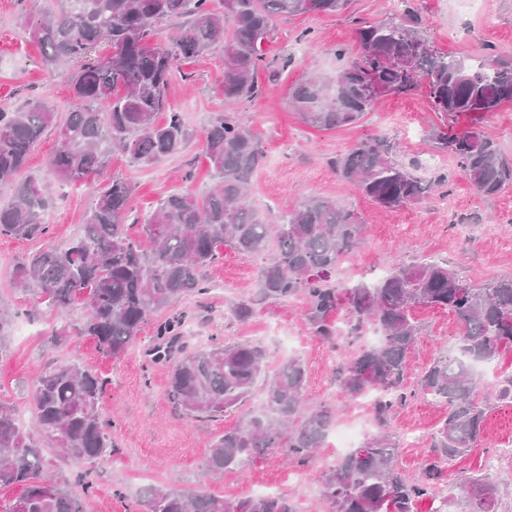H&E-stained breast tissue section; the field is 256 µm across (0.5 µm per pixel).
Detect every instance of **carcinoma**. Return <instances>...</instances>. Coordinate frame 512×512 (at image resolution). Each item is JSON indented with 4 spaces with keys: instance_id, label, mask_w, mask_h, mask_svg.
<instances>
[{
    "instance_id": "1",
    "label": "carcinoma",
    "mask_w": 512,
    "mask_h": 512,
    "mask_svg": "<svg viewBox=\"0 0 512 512\" xmlns=\"http://www.w3.org/2000/svg\"><path fill=\"white\" fill-rule=\"evenodd\" d=\"M63 0L47 9L30 29L47 67L81 64L71 84L78 107L59 125L60 147L51 171L65 182H82L103 167L115 148L130 163L146 166L180 154L191 138L183 114L172 110L163 122L165 92L180 59L209 50L224 51V98L258 91L255 76L263 62L262 43L278 17L330 14L347 0ZM234 22L225 28V18ZM177 24L168 46L152 43L157 26ZM365 54L330 78L314 76L289 96L301 119L315 128L358 123L388 94L427 96L444 118L462 112H493L512 102V64L490 60L491 71L444 54L405 22L358 27ZM106 42L109 54L97 48ZM52 110L31 102L0 110V235L44 239L48 199L41 180H18L29 155L54 123ZM453 155L475 192L499 194L512 184V159L480 129L436 134ZM215 182L203 195L171 193L150 212L131 215L134 187L122 178L93 191L79 234L64 245L47 242L15 267V289L57 313L79 298L87 307L77 336H93L108 354L123 355L154 311L207 290L203 271L229 245L261 260L258 286L264 298L306 302L313 333L337 346L357 347L336 371V382L353 399L373 391V418L379 431L338 458L318 478L324 512H416L423 498L432 512H489L493 490L488 477L446 484L443 465L477 449L485 421L498 403L512 402V379L493 386L477 367L492 364L512 347V276L481 285L462 279L448 261L393 263L371 284L344 286L333 276L347 254L360 249L366 225L336 201L312 196L271 221L248 202L261 151L252 132L233 112L215 117L204 131ZM397 146L385 139L357 143L336 159L341 177L375 203L396 208L415 201L432 183L393 159ZM153 248L143 246V240ZM422 306L451 313L456 348L437 357L407 392L405 365L422 328L413 312ZM345 308L343 335L332 314ZM156 355L172 359L168 399L185 417L213 416L252 401L247 421L217 437L203 462L205 474L242 469L261 452H283L306 467L324 447L336 422L330 405L309 408L303 401L304 361H282L261 390L256 383L271 358L257 342L230 346L183 345V322L156 329ZM106 381L76 365L47 362L39 372L30 405L37 428L27 429L14 410L0 403V489L20 488L3 512H83L71 484L50 474L49 454L62 452L94 467L117 452L112 423L100 411ZM423 396L448 407L431 435L435 456L424 460L422 477L410 478L397 465L398 440L384 432L391 411ZM144 512H301L289 495L225 499L206 491L148 485L137 499Z\"/></svg>"
}]
</instances>
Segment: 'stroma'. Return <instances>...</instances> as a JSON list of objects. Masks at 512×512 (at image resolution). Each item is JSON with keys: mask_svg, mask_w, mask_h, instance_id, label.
Returning a JSON list of instances; mask_svg holds the SVG:
<instances>
[{"mask_svg": "<svg viewBox=\"0 0 512 512\" xmlns=\"http://www.w3.org/2000/svg\"><path fill=\"white\" fill-rule=\"evenodd\" d=\"M406 2V10L396 11L389 0H349L345 9L332 14L275 19L263 44L267 66L256 75L259 93L252 97L225 100L223 52L178 61L166 99L183 112L193 137L182 153L150 166H131L123 153L115 151L105 169L88 182H63L49 170L60 140L56 127L47 128L23 174L40 177L45 186L50 199V242L62 245L80 232L92 192L103 181L120 177L132 183V206L140 214L151 211L168 194L205 190L211 184V168L203 131L216 114L232 112L251 129L263 155L251 187V201L258 210L274 219L306 197L321 196L353 210L368 225L365 243L343 261L347 283L372 281L399 254L408 259H446L460 277L474 283L512 275V187L485 198L456 174L454 157L435 144L433 133L443 120L424 94L385 96L358 124L344 129L310 127L289 103L290 89L307 75L332 76L359 58L356 30L363 22L401 20L418 26L436 49L448 55L469 58L490 52L512 61V0H481L475 10L460 0ZM48 5L49 0H0V109L39 101L62 119L75 106L74 68L45 67L40 48L29 35L30 26ZM475 124L498 143L502 153L512 156V103L481 118L461 114L452 121L458 131ZM374 136L396 141L397 160L417 165L421 176L430 179L449 172L452 180L411 204L378 206L332 166L336 156ZM41 246L38 240L0 236V304L16 313L5 339L7 353L0 357V402L13 408L31 428L35 420L29 398L37 371L47 361L74 364L106 380L101 412L112 423L117 452L92 470L94 489L84 499L85 512H135L139 493L149 484L187 491L205 488L229 498L286 493L298 500L303 512H318L314 476L338 459L334 439H327L306 468L285 464L280 452L271 451L244 469L225 470L216 479L202 478L201 464L212 439L240 425L243 414L238 409L214 417L177 414L167 398L170 364L144 358L155 341L158 323L181 315L196 341L261 342L271 354L268 372H275L288 355L301 356L308 370L305 400L309 406L332 405L340 423L370 418V409L345 397L336 383V370L352 357V348L335 349L314 336L305 318L304 300L285 305L260 300L258 261L226 246L206 271L208 293L177 300L148 316L136 342L124 356L115 358L88 336L51 344L60 326L83 320L82 301H75L60 316L35 310L31 299L15 292L16 263ZM242 299L254 303L252 316L244 322L231 314L232 306ZM415 317L423 335L408 356L406 378L411 383L448 351L457 336L456 321L448 311L420 307ZM445 412L442 404L418 397L394 409L387 430L396 437L412 429L427 436ZM511 444L512 403H505L488 416L479 450L458 458L446 470V481L457 483L487 473V457Z\"/></svg>", "mask_w": 512, "mask_h": 512, "instance_id": "obj_1", "label": "stroma"}]
</instances>
